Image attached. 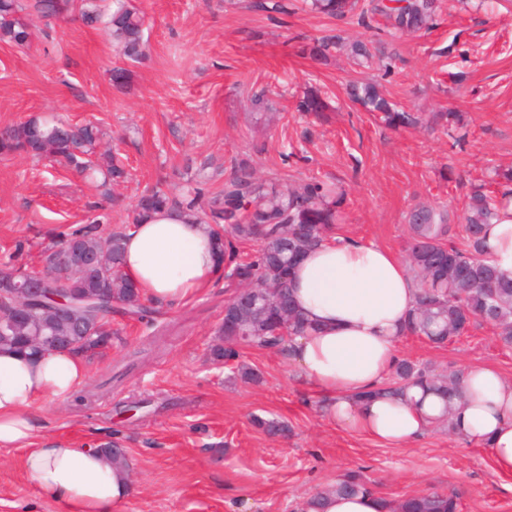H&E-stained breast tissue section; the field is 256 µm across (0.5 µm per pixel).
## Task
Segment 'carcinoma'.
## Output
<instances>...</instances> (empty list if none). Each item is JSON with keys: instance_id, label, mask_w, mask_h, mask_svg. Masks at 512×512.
Wrapping results in <instances>:
<instances>
[{"instance_id": "carcinoma-1", "label": "carcinoma", "mask_w": 512, "mask_h": 512, "mask_svg": "<svg viewBox=\"0 0 512 512\" xmlns=\"http://www.w3.org/2000/svg\"><path fill=\"white\" fill-rule=\"evenodd\" d=\"M310 9L342 19L355 7V0H305ZM438 8L437 0H396L393 6L377 7L396 33H411L428 26ZM79 11L91 27L104 25L120 55L138 62L145 57L144 16L132 0H112V8L102 9L99 0H0V41L15 46L31 42L34 17H59ZM341 45V38L328 36L310 48L314 57H325ZM351 99L368 112H378L381 120L394 128L418 123L410 112H398L372 83L350 85ZM327 103L315 92L299 101L301 112L318 113ZM103 130L93 124L73 125L60 120L30 119L0 128V153L54 158L65 162L79 175L99 182L104 194L126 178L123 164L110 151L100 152ZM344 192L319 180L281 185L256 177L245 162L236 163L224 180V187L212 193L191 188L177 198L160 187L146 191L132 211L131 223L139 224L161 208H177L199 224L208 225L224 256V280L228 297L224 302L222 342L210 349L217 364L235 363L233 369L244 379L258 380L251 368L238 363L240 344L262 348H284L294 336L309 329L296 309L291 294L292 274L300 256L333 233L338 205ZM497 218L496 207L484 192V185L472 187L461 220L462 245L453 241L448 211L419 206L409 215L411 231L408 245L410 269L420 281V294L409 321V332L438 346L465 334L477 321L490 323L505 345H512V279L502 277L483 254L485 228ZM126 228L107 236L98 230L94 219L73 234L88 253L106 257V268L76 267L54 261L57 250L68 241L46 246L41 252L42 268L28 275L46 277L52 293L79 305L70 320L46 313L41 298H33L18 310L12 325L0 333V349L38 352L31 341L34 329L52 337L46 352L76 353L92 359L112 348L115 314L150 321L154 304L140 296L123 276L120 266ZM259 242V248L243 258L239 245ZM19 270L0 267V309L13 308L11 288ZM397 381L381 391L402 396L412 386L426 387L452 401L463 373L438 374L427 366L407 360L397 362ZM113 463L128 467L116 442L99 445ZM370 487L358 474H350L311 498L317 512H324L330 494L356 495ZM394 512H457L454 497L430 492L388 505Z\"/></svg>"}]
</instances>
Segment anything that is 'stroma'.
I'll return each instance as SVG.
<instances>
[{"label":"stroma","mask_w":512,"mask_h":512,"mask_svg":"<svg viewBox=\"0 0 512 512\" xmlns=\"http://www.w3.org/2000/svg\"><path fill=\"white\" fill-rule=\"evenodd\" d=\"M285 2L280 14L253 0H133L148 48L122 88L110 81L116 47L77 15L37 21L30 47L0 42V126L32 117L93 122L105 133L102 148L117 149L128 170L114 188L119 209L63 162L0 155V265H35L53 236L97 215L110 233L156 184L217 190L235 160L267 180L341 186L336 234L401 255L414 206L460 215L471 184L482 181L506 202L489 178L512 167V0H441L429 29L403 36L374 13L380 0H358L361 20ZM333 34L346 46L328 61L302 53L305 42ZM356 41L383 68L355 66L347 46ZM353 81L376 83L423 124L387 127L350 100ZM311 86L328 103L322 114L295 109ZM256 95L265 106L253 104ZM435 112L460 113L463 139L432 121ZM225 298L219 275L153 323L115 317L111 350L89 362L71 399L34 410L38 438L122 445L133 492L120 512H301L350 472L388 500L438 491L456 497L458 512H512V476L495 471L489 449L441 426L397 446L333 424L282 350L241 347L256 382L213 364ZM399 356L439 372L491 365L512 384V347L484 322L441 347L405 336ZM255 415L286 422L288 435L266 434ZM24 455L0 447V512H63L41 495Z\"/></svg>","instance_id":"stroma-1"}]
</instances>
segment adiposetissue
Instances as JSON below:
<instances>
[{
	"instance_id": "ef3b65f1",
	"label": "adipose tissue",
	"mask_w": 512,
	"mask_h": 512,
	"mask_svg": "<svg viewBox=\"0 0 512 512\" xmlns=\"http://www.w3.org/2000/svg\"><path fill=\"white\" fill-rule=\"evenodd\" d=\"M499 216L487 229L484 251L510 279L512 204ZM221 268L208 226L168 209L135 225L124 241V276L142 297L165 307L210 287ZM418 292L401 257L352 239L319 243L293 274V297L310 328L290 342V362L324 398L331 420L389 445L416 442L443 410L438 397L417 388L405 399L381 391ZM86 376L80 356L0 350V447L25 449V470L66 512H119L133 491L127 469L86 445L35 442V405L68 400ZM452 423L456 434L490 449L498 473L512 475V385L495 368L466 371Z\"/></svg>"
}]
</instances>
